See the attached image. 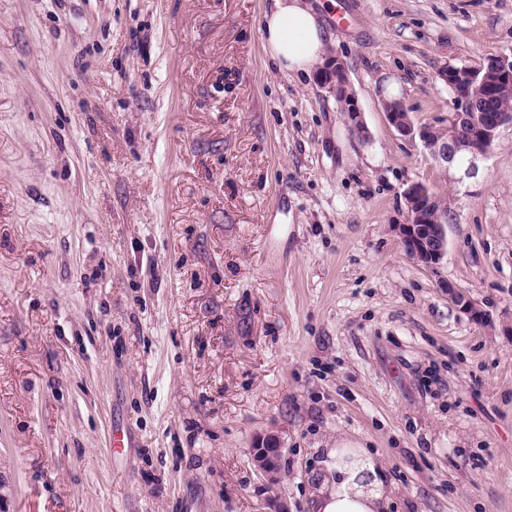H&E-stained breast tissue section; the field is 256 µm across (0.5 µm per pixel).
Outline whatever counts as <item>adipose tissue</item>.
<instances>
[{"mask_svg":"<svg viewBox=\"0 0 512 512\" xmlns=\"http://www.w3.org/2000/svg\"><path fill=\"white\" fill-rule=\"evenodd\" d=\"M326 35L319 13L306 0H275L262 24V46L279 70L309 73L320 62ZM384 477L376 461L349 441L330 449L314 512H385Z\"/></svg>","mask_w":512,"mask_h":512,"instance_id":"obj_1","label":"adipose tissue"}]
</instances>
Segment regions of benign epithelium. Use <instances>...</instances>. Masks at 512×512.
<instances>
[{"mask_svg":"<svg viewBox=\"0 0 512 512\" xmlns=\"http://www.w3.org/2000/svg\"><path fill=\"white\" fill-rule=\"evenodd\" d=\"M442 79L456 95L457 112L453 113L448 131L437 132L415 126L399 101L383 103L388 123L403 137L419 139L432 158L441 166L456 168L469 176L475 172L476 160L492 150L502 128L512 127V110L486 112L470 94V88L481 84L489 96L505 84L512 86V58L501 56L480 69L450 66L442 70ZM319 82L333 93L342 111L348 113L355 129H361L357 100L349 91L345 63L330 59L319 74ZM408 223L399 225L408 254L417 262L431 267L439 264L447 251L446 221L440 218V200L419 183L404 193ZM448 298L474 322L486 321V313L467 295L446 286ZM282 448L279 438L266 435L253 448V462L272 485L278 482Z\"/></svg>","mask_w":512,"mask_h":512,"instance_id":"7a95c632","label":"benign epithelium"}]
</instances>
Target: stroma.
Here are the masks:
<instances>
[{
  "mask_svg": "<svg viewBox=\"0 0 512 512\" xmlns=\"http://www.w3.org/2000/svg\"><path fill=\"white\" fill-rule=\"evenodd\" d=\"M335 2L360 132L270 67L273 0H0V512H311L340 439L390 512H512V128L464 177L382 106L447 129L512 0ZM408 224H401L399 232L408 254L417 262L431 267L439 264L447 251L445 224L440 213V200L419 183L409 186L404 193ZM434 213V216L430 215ZM448 298L474 322L483 323L486 321V313L467 295L457 291L455 288H447ZM253 449V462L271 485L278 482L280 472L281 442L275 435L259 438Z\"/></svg>",
  "mask_w": 512,
  "mask_h": 512,
  "instance_id": "obj_1",
  "label": "stroma"
}]
</instances>
